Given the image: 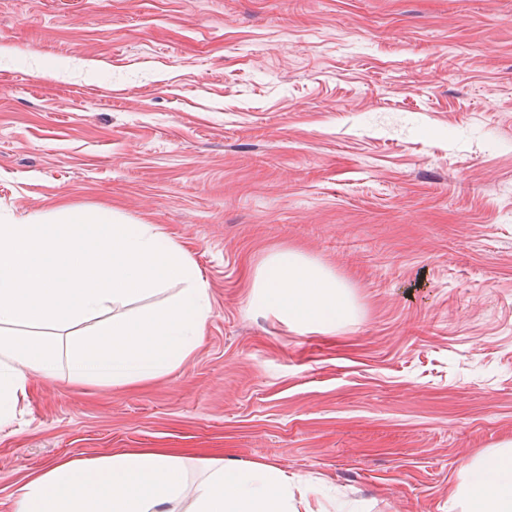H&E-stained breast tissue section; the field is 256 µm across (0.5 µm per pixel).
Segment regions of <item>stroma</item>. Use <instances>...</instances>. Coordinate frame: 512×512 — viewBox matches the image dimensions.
<instances>
[{"mask_svg":"<svg viewBox=\"0 0 512 512\" xmlns=\"http://www.w3.org/2000/svg\"><path fill=\"white\" fill-rule=\"evenodd\" d=\"M0 215L156 225L197 265L201 349L155 381L33 375L25 470L184 448L311 480L327 512H462L512 441V0H0ZM345 279L300 334L246 306L266 253Z\"/></svg>","mask_w":512,"mask_h":512,"instance_id":"stroma-1","label":"stroma"}]
</instances>
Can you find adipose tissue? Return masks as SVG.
<instances>
[{"instance_id": "ef3b65f1", "label": "adipose tissue", "mask_w": 512, "mask_h": 512, "mask_svg": "<svg viewBox=\"0 0 512 512\" xmlns=\"http://www.w3.org/2000/svg\"><path fill=\"white\" fill-rule=\"evenodd\" d=\"M173 284L179 293L154 304ZM247 300L301 333L335 332L356 314L348 285L292 249L265 256ZM210 313L196 264L156 225L65 204L0 219V423L27 398L33 372L119 385L177 369L200 347ZM187 461L170 448L62 459L23 476L17 512H177L188 491L189 512H325L306 479L278 466L209 461L191 490ZM454 498L463 512H512V446L466 466Z\"/></svg>"}]
</instances>
